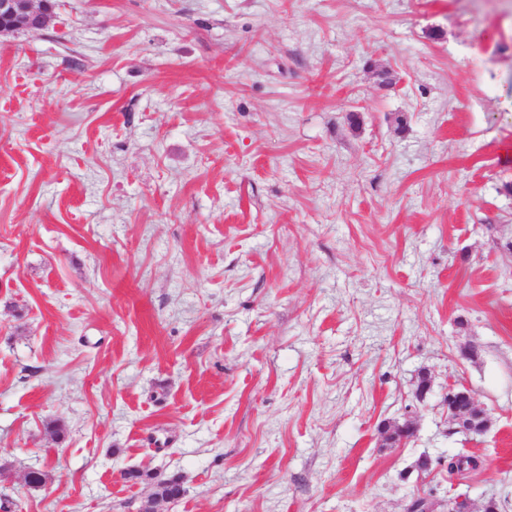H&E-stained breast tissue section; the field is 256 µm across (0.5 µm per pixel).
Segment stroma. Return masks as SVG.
<instances>
[{
	"label": "stroma",
	"mask_w": 512,
	"mask_h": 512,
	"mask_svg": "<svg viewBox=\"0 0 512 512\" xmlns=\"http://www.w3.org/2000/svg\"><path fill=\"white\" fill-rule=\"evenodd\" d=\"M452 383L488 433L449 434ZM0 465L10 512H140L128 469L182 475L156 512H512V0H57L0 36Z\"/></svg>",
	"instance_id": "35a3bbf8"
}]
</instances>
